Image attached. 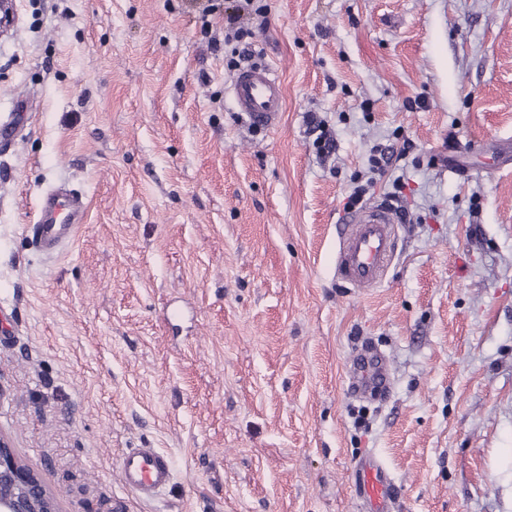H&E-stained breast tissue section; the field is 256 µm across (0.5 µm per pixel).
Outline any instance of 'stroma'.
I'll return each instance as SVG.
<instances>
[{
	"label": "stroma",
	"instance_id": "stroma-1",
	"mask_svg": "<svg viewBox=\"0 0 512 512\" xmlns=\"http://www.w3.org/2000/svg\"><path fill=\"white\" fill-rule=\"evenodd\" d=\"M209 1L220 39L225 0H20L0 36V116L33 103L0 142V434L59 512H360L368 451L398 512H512V0H261L272 131L232 110ZM376 147L403 157L374 179ZM399 176L411 220L356 292L347 196ZM60 184L88 210L49 255ZM364 345L384 394L349 389ZM130 448L174 462L154 499ZM307 132L309 135L317 134L314 143L319 153L329 154L334 151V140L326 129L322 120H318L316 116L310 114L306 117ZM120 472L123 485L143 499H153L173 476L171 458L156 448H131L124 453Z\"/></svg>",
	"mask_w": 512,
	"mask_h": 512
}]
</instances>
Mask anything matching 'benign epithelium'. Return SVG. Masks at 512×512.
<instances>
[{
  "label": "benign epithelium",
  "mask_w": 512,
  "mask_h": 512,
  "mask_svg": "<svg viewBox=\"0 0 512 512\" xmlns=\"http://www.w3.org/2000/svg\"><path fill=\"white\" fill-rule=\"evenodd\" d=\"M0 512H57L54 495L0 434Z\"/></svg>",
  "instance_id": "1"
}]
</instances>
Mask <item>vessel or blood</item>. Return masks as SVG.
<instances>
[{
    "label": "vessel or blood",
    "mask_w": 512,
    "mask_h": 512,
    "mask_svg": "<svg viewBox=\"0 0 512 512\" xmlns=\"http://www.w3.org/2000/svg\"><path fill=\"white\" fill-rule=\"evenodd\" d=\"M229 95L235 112L249 125L260 130L275 128L286 100L285 86L267 66H248L234 75ZM88 204L84 197L60 187L46 194L41 202L33 235L38 247L55 250L62 240L74 237L84 222ZM395 216L383 206L356 212L341 230L336 252V275L350 287L366 291L385 277L395 255ZM351 387L363 394L390 384L384 356L371 348H362L352 361ZM120 472L124 486L143 499L154 498L173 476L171 458L155 448H132L124 453ZM357 496L369 512H391L397 499L389 470L376 456H368L355 467Z\"/></svg>",
    "instance_id": "vessel-or-blood-1"
}]
</instances>
